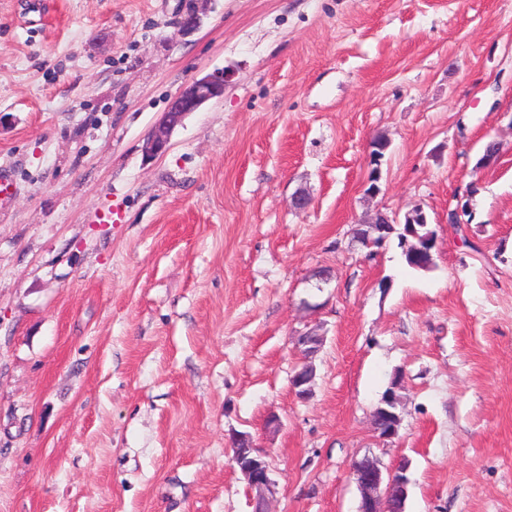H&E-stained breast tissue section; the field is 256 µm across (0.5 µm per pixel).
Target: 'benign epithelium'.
<instances>
[{
	"instance_id": "benign-epithelium-1",
	"label": "benign epithelium",
	"mask_w": 512,
	"mask_h": 512,
	"mask_svg": "<svg viewBox=\"0 0 512 512\" xmlns=\"http://www.w3.org/2000/svg\"><path fill=\"white\" fill-rule=\"evenodd\" d=\"M224 86L225 75L221 71L195 79L182 87L170 100L163 117L149 133L143 145L145 156L151 159L165 154L170 148L175 128L205 103L222 99ZM377 222L405 224L404 234L408 239L404 240V247L408 248L410 247L409 239L420 238L418 228L428 224L429 217L421 208L406 213L402 220L386 211L378 210L371 224L356 228L357 240L366 246L382 244L385 237L381 235V230L376 228ZM297 344L302 347L305 357L309 358L319 350L321 339L307 333L297 337ZM308 369L310 366H303L291 380L296 395L301 398L306 397L311 391L313 376L307 373ZM396 402L398 397L391 390L375 408V412L383 413L388 419V426L376 428L381 438H393L398 434L401 415L394 410ZM233 460L248 487L254 492L255 512H268L266 503L269 495L274 493V483L270 477L268 462L253 453L242 456L235 454ZM352 473L361 497L359 512H393L394 502L407 494L408 478L406 469L403 467L387 469L382 466L378 458L365 455L353 463Z\"/></svg>"
}]
</instances>
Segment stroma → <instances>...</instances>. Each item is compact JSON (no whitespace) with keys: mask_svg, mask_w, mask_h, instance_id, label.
Instances as JSON below:
<instances>
[{"mask_svg":"<svg viewBox=\"0 0 512 512\" xmlns=\"http://www.w3.org/2000/svg\"><path fill=\"white\" fill-rule=\"evenodd\" d=\"M190 2L0 0V512H253L240 432L270 512H358L367 454L404 512H512V0ZM416 207L429 270L355 241ZM224 71L195 79L182 87L170 100L163 117L155 124L144 145L143 153L148 158L165 154L171 145L173 131L183 120L207 102L224 97ZM392 388H390L387 395L382 398L380 404L375 408L373 413L375 416L378 412H382L388 419L387 427L375 428L380 438H394L398 434L402 421L400 413L393 410L399 399ZM233 460L248 487L254 492V512H268L265 506L269 495L274 493V483L270 477L268 462L254 453L240 456L236 448H234Z\"/></svg>","mask_w":512,"mask_h":512,"instance_id":"1","label":"stroma"}]
</instances>
